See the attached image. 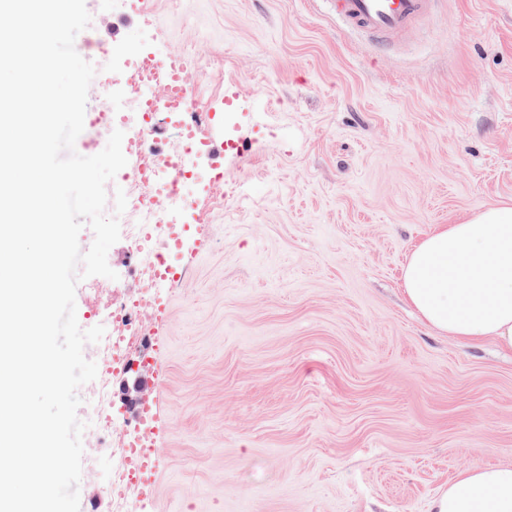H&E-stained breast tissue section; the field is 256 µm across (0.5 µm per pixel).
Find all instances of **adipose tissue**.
Instances as JSON below:
<instances>
[{"instance_id":"ef3b65f1","label":"adipose tissue","mask_w":512,"mask_h":512,"mask_svg":"<svg viewBox=\"0 0 512 512\" xmlns=\"http://www.w3.org/2000/svg\"><path fill=\"white\" fill-rule=\"evenodd\" d=\"M403 282L410 303L438 332L512 351V206L429 235L411 251ZM431 510L512 512V465L463 472Z\"/></svg>"}]
</instances>
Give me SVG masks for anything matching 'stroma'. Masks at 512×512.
I'll use <instances>...</instances> for the list:
<instances>
[{
	"mask_svg": "<svg viewBox=\"0 0 512 512\" xmlns=\"http://www.w3.org/2000/svg\"><path fill=\"white\" fill-rule=\"evenodd\" d=\"M124 72L127 35L199 62L223 152L197 192L164 320L162 466L135 512H430L462 472L512 464V353L427 327L403 265L434 230L512 204V0H441L397 49L332 0H85ZM94 131L138 130L94 77ZM207 237L198 252L199 237Z\"/></svg>",
	"mask_w": 512,
	"mask_h": 512,
	"instance_id": "obj_1",
	"label": "stroma"
}]
</instances>
